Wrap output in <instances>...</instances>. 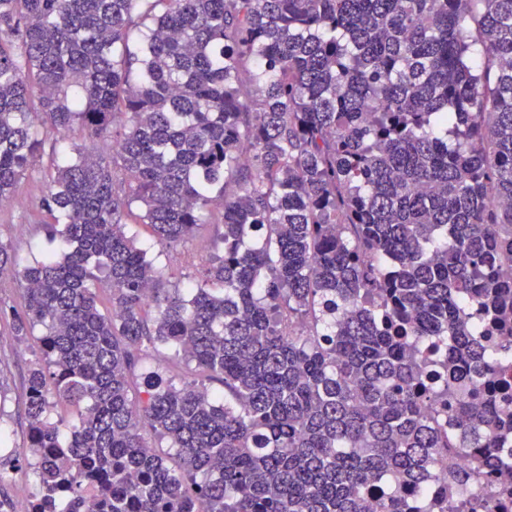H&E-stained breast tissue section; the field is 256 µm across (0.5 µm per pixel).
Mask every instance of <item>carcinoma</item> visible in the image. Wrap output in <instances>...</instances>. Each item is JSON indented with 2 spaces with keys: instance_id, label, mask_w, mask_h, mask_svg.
Returning a JSON list of instances; mask_svg holds the SVG:
<instances>
[{
  "instance_id": "1",
  "label": "carcinoma",
  "mask_w": 512,
  "mask_h": 512,
  "mask_svg": "<svg viewBox=\"0 0 512 512\" xmlns=\"http://www.w3.org/2000/svg\"><path fill=\"white\" fill-rule=\"evenodd\" d=\"M47 144L64 249L0 241L46 512H458L448 455L512 469V0H0V201ZM133 209L221 247L174 284Z\"/></svg>"
}]
</instances>
